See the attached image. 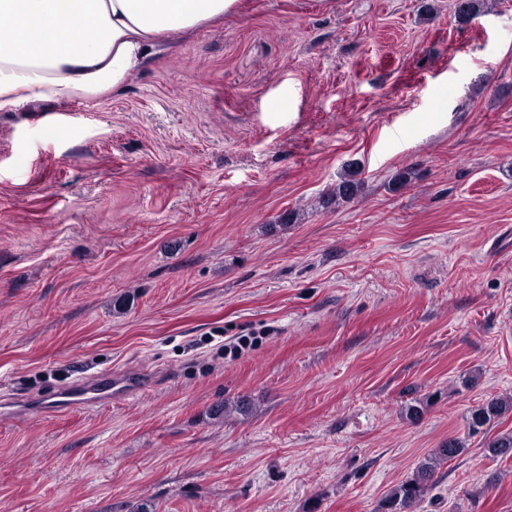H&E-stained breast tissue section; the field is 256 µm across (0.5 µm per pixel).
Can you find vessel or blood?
<instances>
[{"label": "vessel or blood", "mask_w": 512, "mask_h": 512, "mask_svg": "<svg viewBox=\"0 0 512 512\" xmlns=\"http://www.w3.org/2000/svg\"><path fill=\"white\" fill-rule=\"evenodd\" d=\"M141 391V383L122 374L112 378H78L58 388L57 404L49 408L48 413L56 416L79 408H95L120 396L139 395Z\"/></svg>", "instance_id": "obj_1"}]
</instances>
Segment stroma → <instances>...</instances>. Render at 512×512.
Instances as JSON below:
<instances>
[{"label": "stroma", "instance_id": "stroma-1", "mask_svg": "<svg viewBox=\"0 0 512 512\" xmlns=\"http://www.w3.org/2000/svg\"><path fill=\"white\" fill-rule=\"evenodd\" d=\"M456 4L243 0L0 110V512H379L451 438L414 512H512V413L467 423L512 395V0ZM360 187V182L354 178V174L346 172L341 178V181L336 184V188L328 195L325 203H331L335 198L336 202H348L357 195ZM143 387L133 377L124 374L106 378L91 379L78 378L65 383L57 390L58 400L55 407L44 411L45 415L56 416L69 413L75 409L95 408L103 404L112 403V398L120 396H137ZM512 411V396L497 397L475 406L468 417L469 427L478 432L485 426H490Z\"/></svg>", "mask_w": 512, "mask_h": 512}]
</instances>
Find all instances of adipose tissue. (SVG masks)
<instances>
[{
    "label": "adipose tissue",
    "mask_w": 512,
    "mask_h": 512,
    "mask_svg": "<svg viewBox=\"0 0 512 512\" xmlns=\"http://www.w3.org/2000/svg\"><path fill=\"white\" fill-rule=\"evenodd\" d=\"M240 0H0V110L118 89L157 46Z\"/></svg>",
    "instance_id": "ef3b65f1"
}]
</instances>
